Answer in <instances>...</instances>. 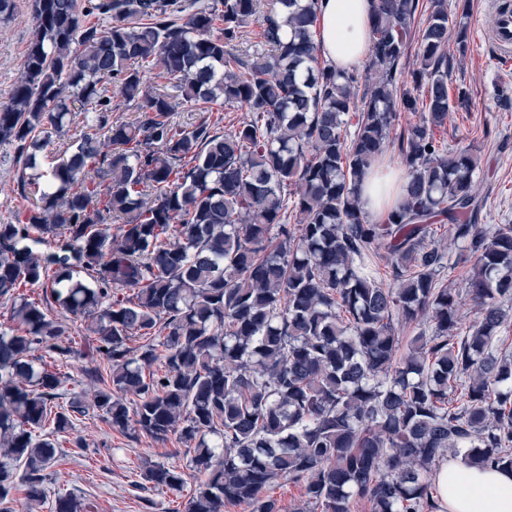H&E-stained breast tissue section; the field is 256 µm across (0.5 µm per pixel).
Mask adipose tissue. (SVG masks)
I'll list each match as a JSON object with an SVG mask.
<instances>
[{
  "instance_id": "ef3b65f1",
  "label": "adipose tissue",
  "mask_w": 512,
  "mask_h": 512,
  "mask_svg": "<svg viewBox=\"0 0 512 512\" xmlns=\"http://www.w3.org/2000/svg\"><path fill=\"white\" fill-rule=\"evenodd\" d=\"M371 0H318L315 41L328 66L339 70L359 64L368 53ZM405 179L388 169L383 180L366 179L365 207L373 219L385 217ZM437 512H512V472L468 469L460 462L440 465Z\"/></svg>"
}]
</instances>
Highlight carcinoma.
I'll use <instances>...</instances> for the list:
<instances>
[{
	"mask_svg": "<svg viewBox=\"0 0 512 512\" xmlns=\"http://www.w3.org/2000/svg\"><path fill=\"white\" fill-rule=\"evenodd\" d=\"M419 6L374 0L362 85L319 62L316 0H272L246 55L236 46L258 0H32V38L0 105L25 201L0 222V512H17L20 485L22 512H39L58 436L91 412L192 446L205 479L185 512H282L270 495L281 481L304 488L305 512H434L445 457L512 470V360L493 351L512 319V224L478 222L477 156L437 140L468 106L465 90L449 93L447 51L453 34L465 52L467 27L430 0L417 35ZM92 15L112 26L85 25ZM114 88L134 119L111 121ZM72 99L93 132L40 172ZM218 103L249 117L224 130ZM181 105L198 114L189 127ZM402 110L421 119L395 140ZM393 146L405 192L373 222L364 180ZM444 220L461 243L454 261L431 240ZM467 261L477 318L463 332L461 293L439 276ZM57 311L80 322V350ZM40 351L80 353L93 402H59L69 375L34 369ZM184 485L178 468L147 463L137 487ZM52 509L82 512L71 494ZM426 17H427V13H421L420 15L417 16L416 23H415V28H417V33H416L417 35L419 34L418 33L419 29L421 30L423 27H425ZM417 35H416L415 41H413L411 43V45L409 46L407 56L402 61V65L400 66L402 75L400 76V78L397 82L398 94L402 93L403 88L406 87L407 82H408L407 87L408 88L412 87V84L409 83V81H410L409 74H410L412 68L415 67V63H416V55H417V50L419 47V45L417 43L419 40V36L417 38Z\"/></svg>",
	"mask_w": 512,
	"mask_h": 512,
	"instance_id": "1",
	"label": "carcinoma"
}]
</instances>
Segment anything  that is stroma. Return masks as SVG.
<instances>
[{"label": "stroma", "instance_id": "obj_1", "mask_svg": "<svg viewBox=\"0 0 512 512\" xmlns=\"http://www.w3.org/2000/svg\"><path fill=\"white\" fill-rule=\"evenodd\" d=\"M499 0H448V10L464 13L468 44L459 54L449 43L452 69L449 88H464L469 107L450 112L437 137L444 150L464 145L476 150L475 175L483 224H512V54H504L489 37ZM33 31L31 0H14L12 14L0 20V105L7 104ZM61 457L48 471L49 500L61 494L80 498L85 512H183L197 481L189 468L186 447L177 436L157 442L112 429L99 416L88 415L68 434ZM82 451H75L74 442ZM185 470L186 484L175 494L161 488L136 489L145 462Z\"/></svg>", "mask_w": 512, "mask_h": 512}]
</instances>
